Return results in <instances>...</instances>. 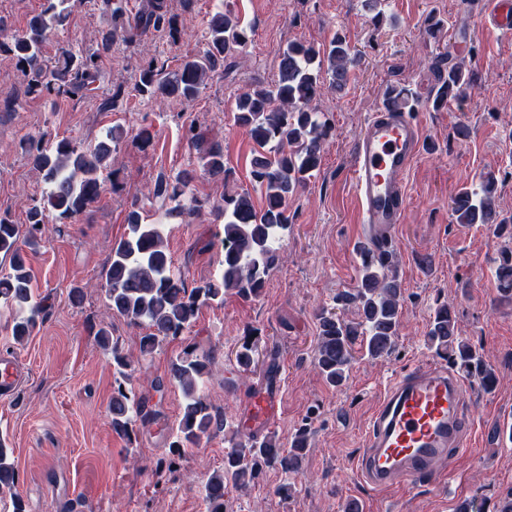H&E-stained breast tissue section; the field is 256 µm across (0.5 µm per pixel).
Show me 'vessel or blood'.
<instances>
[{
	"instance_id": "1",
	"label": "vessel or blood",
	"mask_w": 512,
	"mask_h": 512,
	"mask_svg": "<svg viewBox=\"0 0 512 512\" xmlns=\"http://www.w3.org/2000/svg\"><path fill=\"white\" fill-rule=\"evenodd\" d=\"M492 28L512 32V0H490ZM425 147L422 128L410 113L389 107L372 114L352 159V177L369 236L381 249L395 241L407 207L405 175ZM466 388L446 365L431 363L393 377L375 409L357 470L375 493L385 494L441 469L471 445L464 415ZM279 396L263 392L245 413L248 432L278 419Z\"/></svg>"
}]
</instances>
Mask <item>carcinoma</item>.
I'll use <instances>...</instances> for the list:
<instances>
[{"label": "carcinoma", "instance_id": "cac0c4a2", "mask_svg": "<svg viewBox=\"0 0 512 512\" xmlns=\"http://www.w3.org/2000/svg\"><path fill=\"white\" fill-rule=\"evenodd\" d=\"M47 2L48 6L28 21L23 33L0 42V50L12 54L28 77L25 93L82 98L94 90L102 76L99 56L63 49L54 65L44 63L43 47L52 29L64 25L70 15L69 0ZM152 30L176 39V20L167 0H146L135 15L126 41L132 42ZM208 33L206 48L186 57L174 72L167 71L165 62L156 56L144 59L135 85L138 94L159 102L193 101L210 75L224 66V57L248 40L247 28L228 13L212 16ZM353 63L351 47L341 35L326 49L290 43L280 55L278 81L271 87L257 86L239 96L235 120L262 148L252 159L251 176L264 189V198L262 205L257 206L250 194L244 192L226 195L222 203L213 206L224 217L220 279L187 287L184 276L173 266L160 225L145 223L136 208L129 211V232L112 247L102 280L112 313L130 325L146 329L140 339L142 354L148 355L163 341L184 335L203 307L224 302L227 294L243 300L261 296L265 277L278 261V234L288 228V199L319 168L330 130L328 122L320 119L312 108L313 101L321 95V74L327 72L331 87L341 90L350 80ZM475 78L476 74L466 68L465 59H449L437 103L465 96ZM122 136V129L111 127L93 145L63 138L52 150L40 139L28 138L23 142L28 159L43 173L50 190L47 205L34 204L29 208L26 236H21L19 225L9 216L0 215V255L10 258L9 271L0 274V300L21 312L12 327L15 340L31 335L38 320L47 314V306L34 300L23 246L36 244L42 234L40 226L45 224L46 208L57 212L55 229L61 234L64 225L99 200L104 191L99 173L109 167ZM188 140L193 148L201 150L205 174L212 178L224 176L223 143L212 139L202 150L204 136L192 128ZM193 181L194 174L190 172L181 173L173 181L163 176L156 179L154 196L175 202L167 210L168 217L177 218L198 208ZM495 185V177L489 175L479 188L463 189L455 195L452 204L459 223L494 224L498 232L504 231L508 220H497ZM358 252L361 267L357 286L337 294L336 307H323L315 312L318 336L313 362L326 384L333 388L346 382L356 352L371 359L388 357L395 350L399 333L402 288L398 277L385 272L390 264L375 259L370 242L360 243ZM495 276L500 302L512 303V248L507 245L500 251ZM351 307L359 312L357 322L344 318V311ZM96 335L100 345L112 352L116 371L130 380L132 360L112 342L110 329L101 327ZM426 338L436 355L448 358L479 388L491 390L496 386L497 374L484 360L482 348L457 335L449 306L443 304L434 310ZM209 362L208 355L186 351L171 364L170 380L180 387L184 397L172 448L197 446L213 428L224 425L223 415L199 393V383ZM255 365L256 345L246 340L235 352L236 372L242 376ZM110 413L112 430L127 438L131 437L135 421L148 423L155 418L146 399H132L121 388L112 396ZM310 434L309 425H301L286 449L271 436L246 439L239 430L232 431L229 448L224 452V468L213 472L204 485L206 512H226L227 489L247 490L266 469L298 473ZM17 481L16 466L8 449L0 443V489L10 488Z\"/></svg>", "mask_w": 512, "mask_h": 512}]
</instances>
